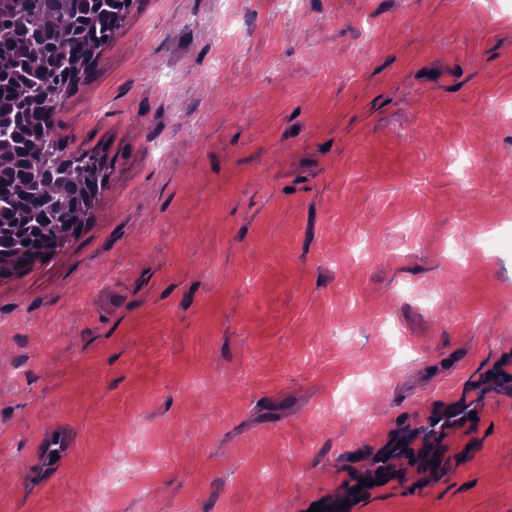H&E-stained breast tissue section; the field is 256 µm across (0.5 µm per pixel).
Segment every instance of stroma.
I'll use <instances>...</instances> for the list:
<instances>
[{
	"mask_svg": "<svg viewBox=\"0 0 512 512\" xmlns=\"http://www.w3.org/2000/svg\"><path fill=\"white\" fill-rule=\"evenodd\" d=\"M53 121L106 185L0 278V512H512V0H137Z\"/></svg>",
	"mask_w": 512,
	"mask_h": 512,
	"instance_id": "obj_1",
	"label": "stroma"
}]
</instances>
